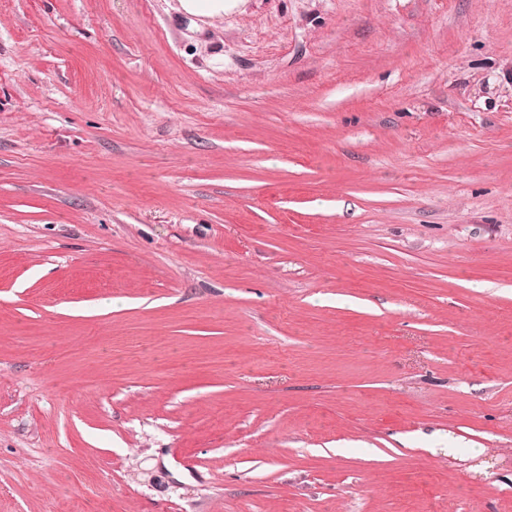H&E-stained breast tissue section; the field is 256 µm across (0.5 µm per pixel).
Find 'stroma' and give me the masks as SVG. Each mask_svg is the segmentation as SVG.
Masks as SVG:
<instances>
[{
  "label": "stroma",
  "mask_w": 512,
  "mask_h": 512,
  "mask_svg": "<svg viewBox=\"0 0 512 512\" xmlns=\"http://www.w3.org/2000/svg\"><path fill=\"white\" fill-rule=\"evenodd\" d=\"M0 512H512V0H0Z\"/></svg>",
  "instance_id": "stroma-1"
}]
</instances>
